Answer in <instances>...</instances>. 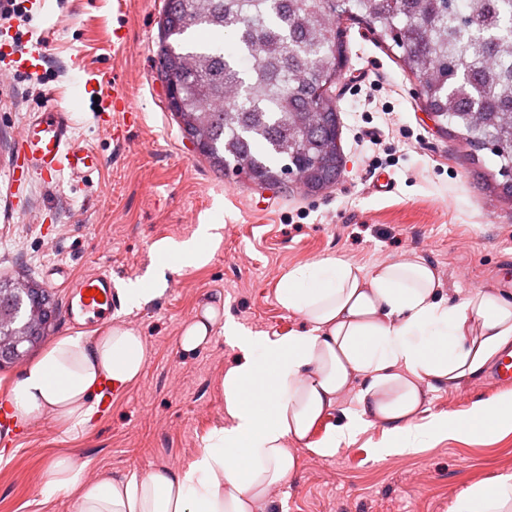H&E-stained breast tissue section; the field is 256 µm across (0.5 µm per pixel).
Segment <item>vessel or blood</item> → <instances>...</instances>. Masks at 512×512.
<instances>
[{
    "label": "vessel or blood",
    "mask_w": 512,
    "mask_h": 512,
    "mask_svg": "<svg viewBox=\"0 0 512 512\" xmlns=\"http://www.w3.org/2000/svg\"><path fill=\"white\" fill-rule=\"evenodd\" d=\"M104 111L130 112L129 98L113 85L111 75L97 83ZM74 120L70 112L53 107L32 114L16 140L15 152L27 165L29 173L48 183L62 177L80 181L98 172L102 161L97 152L79 145L74 136ZM66 290L64 316L69 325L81 326L111 319L114 292L108 271L96 270L62 282Z\"/></svg>",
    "instance_id": "vessel-or-blood-1"
}]
</instances>
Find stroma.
<instances>
[{
  "label": "stroma",
  "mask_w": 512,
  "mask_h": 512,
  "mask_svg": "<svg viewBox=\"0 0 512 512\" xmlns=\"http://www.w3.org/2000/svg\"><path fill=\"white\" fill-rule=\"evenodd\" d=\"M117 2L44 0V16L0 20V44L18 40L45 57L29 80L0 76V277L33 278L61 304L62 279L47 274L54 266L74 275L104 269L118 287L146 273L159 239L188 237L200 224L223 225L224 239L206 265L167 273L160 297L138 308L116 301L113 322L144 340L142 373L78 436L29 421L0 453V512H76L73 495L42 493L45 469L60 454L85 462L91 479L192 460L224 420L221 380L241 356L218 326L202 349H180L185 324L213 298L244 328L281 337L302 326L279 301L288 270L332 257L369 271L402 255L431 264L450 301L482 290L512 300V201L481 180L493 157L483 150L472 161L469 147L436 125L398 51L347 27L335 91L345 170L315 195L295 184L269 189L214 172L167 110L156 62L163 0H125L122 12ZM44 23L51 35L42 43L34 31ZM116 31L131 44L119 61L110 50ZM98 70L116 71L138 110L120 143L95 110L90 79ZM52 106L73 112L76 138L99 151L104 169L86 181L35 178L17 188L7 178L15 135ZM383 177L391 191H376ZM505 391L484 372L432 391L420 420L465 416ZM384 441L373 425L327 457L292 444L297 469L259 512H448L462 490L512 473V431L430 434L403 454L383 453Z\"/></svg>",
  "instance_id": "1"
}]
</instances>
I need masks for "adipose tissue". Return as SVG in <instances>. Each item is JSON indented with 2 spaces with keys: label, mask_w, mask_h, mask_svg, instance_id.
<instances>
[{
  "label": "adipose tissue",
  "mask_w": 512,
  "mask_h": 512,
  "mask_svg": "<svg viewBox=\"0 0 512 512\" xmlns=\"http://www.w3.org/2000/svg\"><path fill=\"white\" fill-rule=\"evenodd\" d=\"M220 224H201L189 238L153 243L146 277L121 294L141 306L161 294L165 273L209 262L224 238ZM282 306L301 315L304 329L270 338L222 315L214 300L188 323L180 346L207 345L215 323L243 359L222 379L226 424L215 427L190 463L161 466L145 476L90 482L86 466L60 455L49 464L43 493H74L79 512H255L270 489L295 471L290 446L307 444L318 456L378 424L384 453L411 451L429 393L479 376L512 344V301L482 291L451 303L434 268L402 259L366 271L336 258L298 266L279 283ZM145 363L140 335L114 324L96 335L58 337L15 380L8 401L20 420L47 418L65 432L84 430L99 412L103 382L134 381ZM360 383L358 411L338 431L311 433L332 415L341 396ZM512 428V393L474 404L461 418L442 417L428 429L486 437ZM448 512H512V474L463 490Z\"/></svg>",
  "instance_id": "adipose-tissue-1"
}]
</instances>
